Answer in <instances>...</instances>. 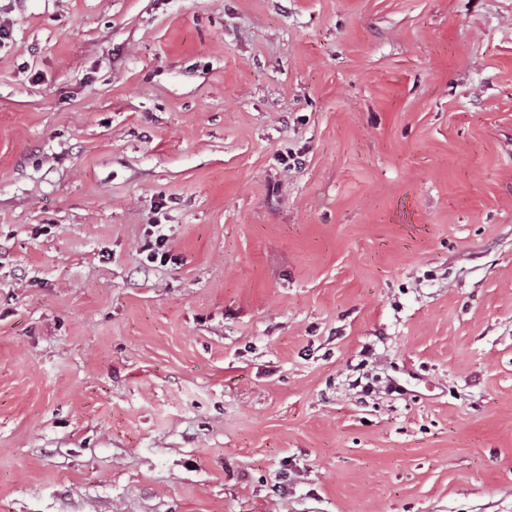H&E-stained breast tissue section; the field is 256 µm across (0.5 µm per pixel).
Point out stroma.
I'll use <instances>...</instances> for the list:
<instances>
[{"instance_id": "stroma-1", "label": "stroma", "mask_w": 512, "mask_h": 512, "mask_svg": "<svg viewBox=\"0 0 512 512\" xmlns=\"http://www.w3.org/2000/svg\"><path fill=\"white\" fill-rule=\"evenodd\" d=\"M0 25V512H512V0ZM165 224H151V229L147 234L148 240L142 245V254H145V266H151L157 261L166 264L174 258L170 255L168 249V235L164 233Z\"/></svg>"}]
</instances>
